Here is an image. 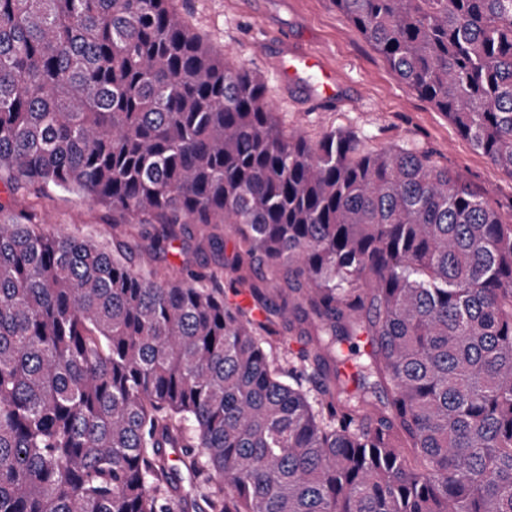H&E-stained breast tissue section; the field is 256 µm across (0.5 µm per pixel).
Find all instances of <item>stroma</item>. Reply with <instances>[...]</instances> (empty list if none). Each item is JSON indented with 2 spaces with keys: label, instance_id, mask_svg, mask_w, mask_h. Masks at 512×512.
I'll return each instance as SVG.
<instances>
[{
  "label": "stroma",
  "instance_id": "stroma-1",
  "mask_svg": "<svg viewBox=\"0 0 512 512\" xmlns=\"http://www.w3.org/2000/svg\"><path fill=\"white\" fill-rule=\"evenodd\" d=\"M192 28L217 51L261 75L279 122L318 139L332 129L364 132L380 149L410 144L437 165L459 173L502 219L512 218V175L474 150L432 103L402 85L383 57L332 0H176ZM312 52L317 65L289 81L280 72L285 48ZM335 75V93L324 97L322 70ZM50 223L104 238L112 214L76 195L54 192L18 198Z\"/></svg>",
  "mask_w": 512,
  "mask_h": 512
}]
</instances>
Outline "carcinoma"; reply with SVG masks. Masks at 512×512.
Returning <instances> with one entry per match:
<instances>
[{
    "mask_svg": "<svg viewBox=\"0 0 512 512\" xmlns=\"http://www.w3.org/2000/svg\"><path fill=\"white\" fill-rule=\"evenodd\" d=\"M332 2L512 175V0ZM366 140L284 129L175 0H0V512H186L174 443L206 512H512V221ZM56 188L214 262L12 206ZM361 333L359 392L303 388ZM195 228L197 239L191 243V247L186 251V253H181V250L179 249H170L165 255L161 254L160 256L155 257V253L153 251H146L141 254L140 262L165 268L174 276L179 277L181 275L183 265L186 263L192 264L196 260L195 247L199 239V232H197L199 226H195ZM279 334L274 340L273 348L267 351L274 363L285 371L293 365L298 366L296 353L310 345L311 336H300L297 331L288 332V330L278 327Z\"/></svg>",
    "mask_w": 512,
    "mask_h": 512,
    "instance_id": "1",
    "label": "carcinoma"
}]
</instances>
